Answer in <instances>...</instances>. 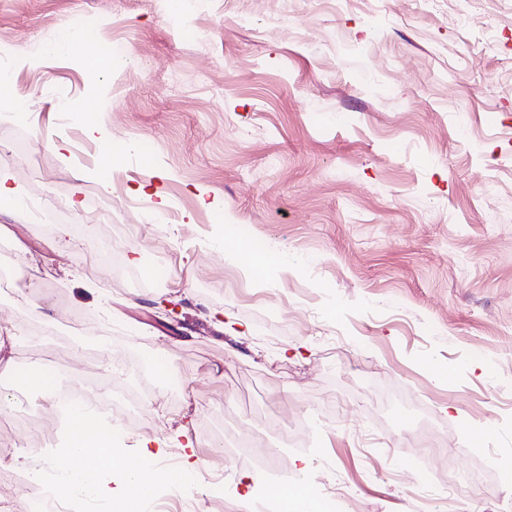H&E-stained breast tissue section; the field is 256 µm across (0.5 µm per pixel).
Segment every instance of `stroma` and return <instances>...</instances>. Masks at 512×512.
<instances>
[{
	"instance_id": "obj_1",
	"label": "stroma",
	"mask_w": 512,
	"mask_h": 512,
	"mask_svg": "<svg viewBox=\"0 0 512 512\" xmlns=\"http://www.w3.org/2000/svg\"><path fill=\"white\" fill-rule=\"evenodd\" d=\"M0 72V423L48 411L12 375L43 354L144 390L118 455L192 458L197 512L216 473L235 512L282 473L335 512H512V0H0ZM425 422L457 477L432 494ZM234 447L229 448V450L237 461L247 459L255 466H270L273 463L267 453L254 448L255 445L252 440L239 439Z\"/></svg>"
}]
</instances>
